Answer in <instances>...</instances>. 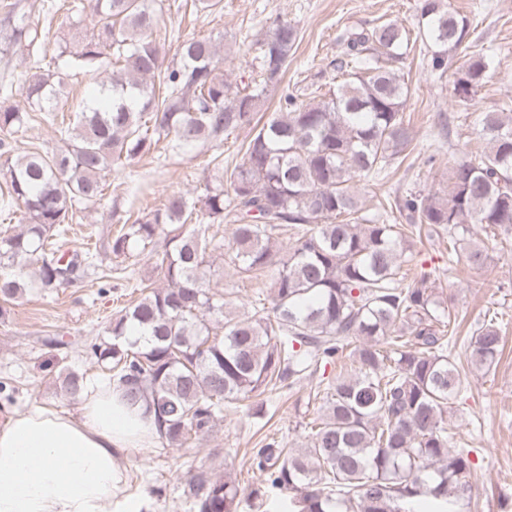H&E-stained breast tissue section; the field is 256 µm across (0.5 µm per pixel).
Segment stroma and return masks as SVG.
Here are the masks:
<instances>
[{
	"label": "stroma",
	"mask_w": 512,
	"mask_h": 512,
	"mask_svg": "<svg viewBox=\"0 0 512 512\" xmlns=\"http://www.w3.org/2000/svg\"><path fill=\"white\" fill-rule=\"evenodd\" d=\"M165 2L168 9L161 24L179 34L178 39L161 42L165 59L174 58L179 38H213L224 56V73L236 87L250 83L255 75L257 36L277 18L297 26L296 52L279 89L261 108L265 118L276 112L282 91L334 85L331 63L341 58L348 30L389 20L412 26L421 5V0H221L216 10L195 13L183 7V0ZM450 4L471 23L464 47L452 54L453 66L478 56L488 58L490 66L477 93L479 105L512 113V0H450ZM396 68L412 90L404 117L418 148L388 179L357 182L361 202L371 210L397 191L445 188L458 159L487 149L474 114L459 105L448 79L430 75L420 54L409 55ZM249 137V129L242 128L226 135L217 147L197 145L164 160L152 153L112 167L105 175V198L76 213L69 249L94 247L128 215L157 209L170 194H184L189 205H199L213 182L210 158L218 154L225 164L238 163ZM474 237L488 248L481 270H470L461 262L449 264L448 239L435 236L414 242L402 271L409 283L421 272H433L455 325L453 353L464 364L465 390L449 408L447 424L454 447L468 449L473 464L471 512H512V240L504 241L500 230L485 227L475 228ZM214 267L213 291L234 292L241 312H250L257 294L270 291V275L239 278L220 255L215 256ZM125 292L122 281L88 278L51 296L26 291L12 305L8 319L0 321V384L12 396L14 408L77 407V400L56 394L55 379L63 371L88 379L106 376V369L87 358L84 346L104 333L126 303ZM490 318L500 324L506 350L497 365L476 371L467 363L464 338L478 322ZM48 336L62 338V345L45 344ZM340 372L339 365L326 366L324 374L314 375L275 406L266 407L263 431H256L251 418L228 405L223 422L192 443L172 448L159 442L140 449L125 464V496L145 499L149 512H191L182 495V477L201 465L225 468L245 487L263 483V475L252 464L253 448L259 447L266 433L290 447L305 446L304 424L317 412L308 400L321 381L335 380Z\"/></svg>",
	"instance_id": "stroma-1"
}]
</instances>
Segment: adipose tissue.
<instances>
[{
	"label": "adipose tissue",
	"mask_w": 512,
	"mask_h": 512,
	"mask_svg": "<svg viewBox=\"0 0 512 512\" xmlns=\"http://www.w3.org/2000/svg\"><path fill=\"white\" fill-rule=\"evenodd\" d=\"M157 438L112 381H87L73 413L15 410L0 423V512H139L121 494L124 463Z\"/></svg>",
	"instance_id": "ef3b65f1"
}]
</instances>
